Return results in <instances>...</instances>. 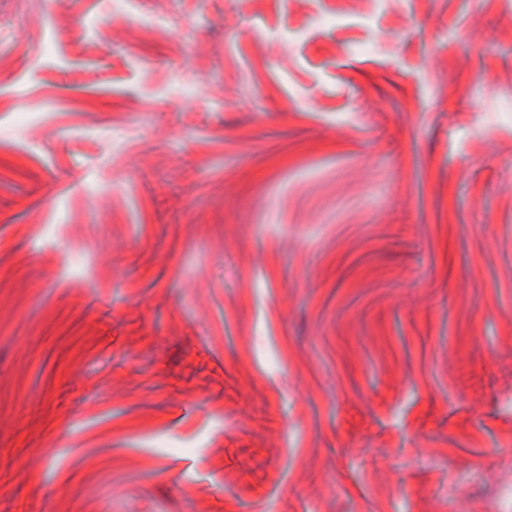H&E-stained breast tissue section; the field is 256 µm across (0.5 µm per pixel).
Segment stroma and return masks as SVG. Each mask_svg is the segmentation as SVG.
Instances as JSON below:
<instances>
[{
	"instance_id": "stroma-1",
	"label": "stroma",
	"mask_w": 512,
	"mask_h": 512,
	"mask_svg": "<svg viewBox=\"0 0 512 512\" xmlns=\"http://www.w3.org/2000/svg\"><path fill=\"white\" fill-rule=\"evenodd\" d=\"M510 456L512 0H0V512H512Z\"/></svg>"
}]
</instances>
